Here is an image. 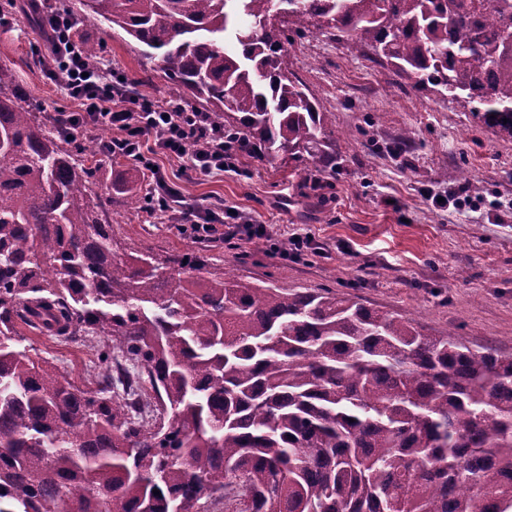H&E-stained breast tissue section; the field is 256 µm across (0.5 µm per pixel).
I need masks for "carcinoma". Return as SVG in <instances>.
<instances>
[{
  "label": "carcinoma",
  "instance_id": "cac0c4a2",
  "mask_svg": "<svg viewBox=\"0 0 512 512\" xmlns=\"http://www.w3.org/2000/svg\"><path fill=\"white\" fill-rule=\"evenodd\" d=\"M79 4L268 160L336 159L285 61L310 25L389 67L387 89L477 101L512 138V0ZM14 87L0 65V512H512V353L333 291L204 276L197 256L119 255L93 169ZM23 328L107 339L95 387L16 349Z\"/></svg>",
  "mask_w": 512,
  "mask_h": 512
}]
</instances>
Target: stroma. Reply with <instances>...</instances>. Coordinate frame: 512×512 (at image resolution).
Masks as SVG:
<instances>
[{
	"mask_svg": "<svg viewBox=\"0 0 512 512\" xmlns=\"http://www.w3.org/2000/svg\"><path fill=\"white\" fill-rule=\"evenodd\" d=\"M0 65L38 112L77 104L43 77L31 53L39 29L0 0ZM79 38L148 97L167 84L144 66L140 47L119 28L87 21ZM288 66L323 111L333 113L336 165L249 158L238 171L179 179L188 203L221 199L266 225L274 238L309 234L315 249L283 259L265 240L214 241L208 270L227 269L248 285L331 289L368 306L415 318L430 336L454 335L475 349L512 352V139L478 117V103L428 89L384 94L391 72L318 30L288 36ZM406 147H398L401 135ZM94 200L111 201L112 232L124 248L181 255L201 242L179 225L147 221L145 182L127 160L96 156ZM446 196L433 206L430 197ZM23 346L80 387L92 382L97 342L25 331Z\"/></svg>",
	"mask_w": 512,
	"mask_h": 512,
	"instance_id": "35a3bbf8",
	"label": "stroma"
}]
</instances>
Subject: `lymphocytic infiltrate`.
Returning a JSON list of instances; mask_svg holds the SVG:
<instances>
[{
	"label": "lymphocytic infiltrate",
	"mask_w": 512,
	"mask_h": 512,
	"mask_svg": "<svg viewBox=\"0 0 512 512\" xmlns=\"http://www.w3.org/2000/svg\"><path fill=\"white\" fill-rule=\"evenodd\" d=\"M47 17L46 48L36 51L37 62L47 80L77 101L76 112H59L55 122L67 135L110 130L100 148L102 156L124 158L150 174L146 189L148 216L190 224L200 240L231 241L238 227L249 236L263 238L267 228L248 223L235 207L215 200L201 207H187L176 183L156 170L151 150L181 159V174L191 179L235 169L242 157L235 140L214 126L205 113L186 109L165 97L140 95L118 69L88 62L83 44L75 36L76 21L56 0H37Z\"/></svg>",
	"instance_id": "obj_1"
}]
</instances>
